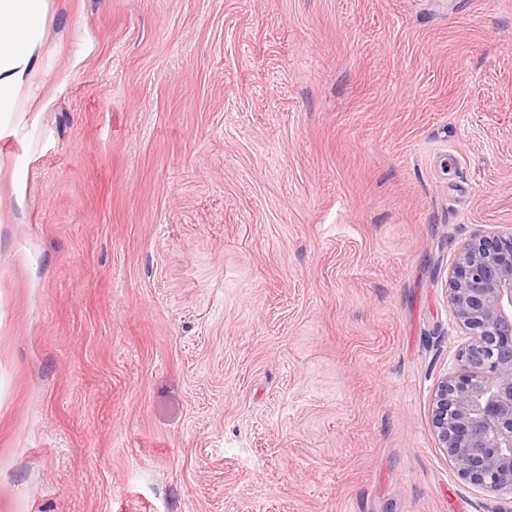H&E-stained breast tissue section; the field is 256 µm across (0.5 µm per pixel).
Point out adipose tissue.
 Segmentation results:
<instances>
[{"label": "adipose tissue", "instance_id": "adipose-tissue-1", "mask_svg": "<svg viewBox=\"0 0 512 512\" xmlns=\"http://www.w3.org/2000/svg\"><path fill=\"white\" fill-rule=\"evenodd\" d=\"M46 0H0V112L24 105L23 89L41 71Z\"/></svg>", "mask_w": 512, "mask_h": 512}]
</instances>
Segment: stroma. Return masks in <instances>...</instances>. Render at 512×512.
I'll use <instances>...</instances> for the list:
<instances>
[{"label": "stroma", "mask_w": 512, "mask_h": 512, "mask_svg": "<svg viewBox=\"0 0 512 512\" xmlns=\"http://www.w3.org/2000/svg\"><path fill=\"white\" fill-rule=\"evenodd\" d=\"M0 126V512H512L432 426L512 228V0H47Z\"/></svg>", "instance_id": "obj_1"}]
</instances>
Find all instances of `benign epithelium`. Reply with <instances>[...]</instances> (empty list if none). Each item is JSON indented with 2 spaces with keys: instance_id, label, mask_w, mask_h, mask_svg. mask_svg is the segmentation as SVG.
I'll list each match as a JSON object with an SVG mask.
<instances>
[{
  "instance_id": "1",
  "label": "benign epithelium",
  "mask_w": 512,
  "mask_h": 512,
  "mask_svg": "<svg viewBox=\"0 0 512 512\" xmlns=\"http://www.w3.org/2000/svg\"><path fill=\"white\" fill-rule=\"evenodd\" d=\"M448 283L452 314L472 339L461 372L434 392L438 445L459 477L512 496V231L464 243Z\"/></svg>"
}]
</instances>
